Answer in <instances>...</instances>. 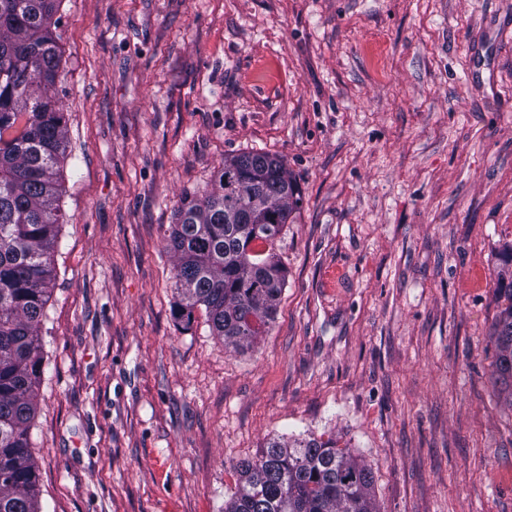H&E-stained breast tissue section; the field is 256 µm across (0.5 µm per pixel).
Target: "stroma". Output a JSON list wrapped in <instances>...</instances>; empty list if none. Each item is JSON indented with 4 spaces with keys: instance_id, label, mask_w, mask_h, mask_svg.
Segmentation results:
<instances>
[{
    "instance_id": "35a3bbf8",
    "label": "stroma",
    "mask_w": 512,
    "mask_h": 512,
    "mask_svg": "<svg viewBox=\"0 0 512 512\" xmlns=\"http://www.w3.org/2000/svg\"><path fill=\"white\" fill-rule=\"evenodd\" d=\"M69 120L30 428L42 512H224L270 439L336 437L381 512H512L492 323L512 243V0H61ZM285 158L254 348L173 315L164 248L225 158Z\"/></svg>"
}]
</instances>
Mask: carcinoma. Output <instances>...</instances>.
<instances>
[{
	"instance_id": "obj_1",
	"label": "carcinoma",
	"mask_w": 512,
	"mask_h": 512,
	"mask_svg": "<svg viewBox=\"0 0 512 512\" xmlns=\"http://www.w3.org/2000/svg\"><path fill=\"white\" fill-rule=\"evenodd\" d=\"M61 0H0V512H42L29 442L43 370L39 327L51 293L60 225L58 164L66 118L56 94L61 55L53 37ZM264 191L250 224L224 223ZM299 203L284 158L224 159L212 188L184 194L170 225L175 318L189 328L205 308L225 347L251 346L274 321L287 269L281 233ZM492 324L497 381L512 390V278ZM224 512H379L372 468L334 438L272 441L234 465Z\"/></svg>"
}]
</instances>
